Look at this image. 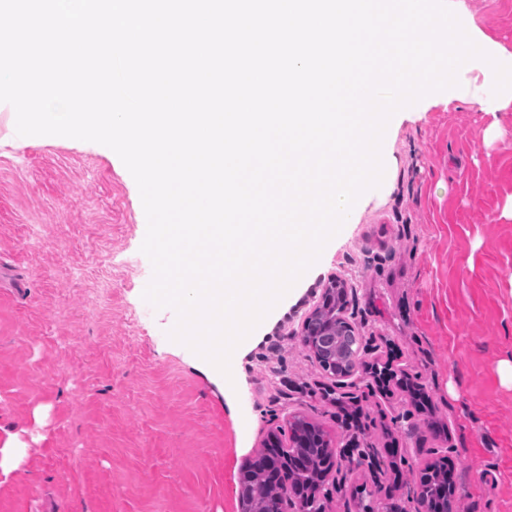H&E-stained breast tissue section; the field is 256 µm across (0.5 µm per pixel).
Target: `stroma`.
Masks as SVG:
<instances>
[{
	"mask_svg": "<svg viewBox=\"0 0 512 512\" xmlns=\"http://www.w3.org/2000/svg\"><path fill=\"white\" fill-rule=\"evenodd\" d=\"M512 50V0H452ZM393 185L344 226L254 331L234 384L170 340L142 298L147 221L118 155L17 135L0 109V512H240L268 432L303 414L344 463L324 512H417L414 478L444 457L465 512H512V107L455 100L394 127ZM360 359L408 392L326 375L301 323L331 279Z\"/></svg>",
	"mask_w": 512,
	"mask_h": 512,
	"instance_id": "35a3bbf8",
	"label": "stroma"
}]
</instances>
